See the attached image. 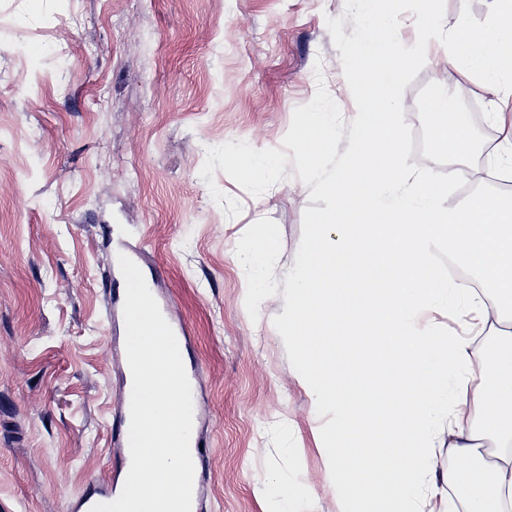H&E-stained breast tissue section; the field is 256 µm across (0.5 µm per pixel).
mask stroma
<instances>
[{"instance_id":"stroma-1","label":"stroma","mask_w":512,"mask_h":512,"mask_svg":"<svg viewBox=\"0 0 512 512\" xmlns=\"http://www.w3.org/2000/svg\"><path fill=\"white\" fill-rule=\"evenodd\" d=\"M493 0H433L429 54L401 65L396 125L413 172L465 204L512 196V79L446 60L449 34L480 30ZM354 0H0V512H73L111 474L125 388L112 251L136 253L189 334L204 512H351L317 448L335 422L314 408L282 322L288 273L355 128ZM465 87L484 106L471 149L448 156L429 104ZM335 113L329 150L293 138ZM267 159L245 177L231 156ZM275 240L257 298L244 264L254 227Z\"/></svg>"}]
</instances>
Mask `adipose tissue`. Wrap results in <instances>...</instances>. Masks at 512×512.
<instances>
[{
  "instance_id": "1",
  "label": "adipose tissue",
  "mask_w": 512,
  "mask_h": 512,
  "mask_svg": "<svg viewBox=\"0 0 512 512\" xmlns=\"http://www.w3.org/2000/svg\"><path fill=\"white\" fill-rule=\"evenodd\" d=\"M391 0H356L363 32L353 50L357 94L352 152L336 180L346 193L312 226L303 258L288 278L287 336L299 349L320 407L341 419L319 448L336 472V494L363 499L364 512H426L423 488L467 483L481 436L470 417L494 422L512 444V342L493 356V378L476 379L473 333L512 309V199L466 205L403 163L393 123L401 63L407 50L390 27ZM496 8L481 32L457 31L445 55L474 61L487 79L512 74V0ZM435 137L448 152L468 151L470 138L457 97L432 102ZM472 274L453 282L434 261V246ZM479 320L470 335L443 331L435 315L464 299ZM448 434L458 464L434 470L432 424ZM369 442L355 447L356 427ZM503 504L475 496L464 512H512V454L482 471Z\"/></svg>"
}]
</instances>
